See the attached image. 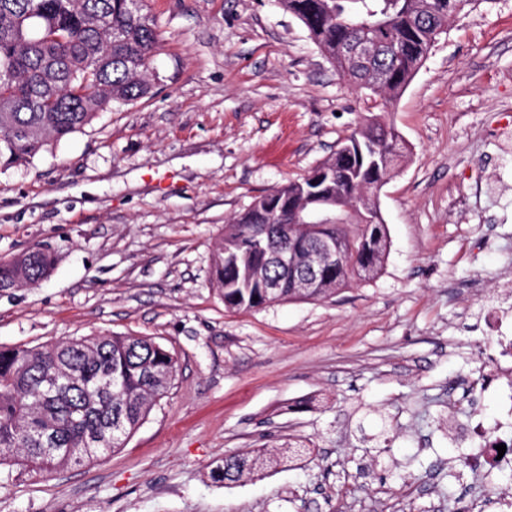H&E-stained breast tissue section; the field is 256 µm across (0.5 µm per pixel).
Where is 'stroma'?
I'll return each mask as SVG.
<instances>
[{
    "label": "stroma",
    "mask_w": 512,
    "mask_h": 512,
    "mask_svg": "<svg viewBox=\"0 0 512 512\" xmlns=\"http://www.w3.org/2000/svg\"><path fill=\"white\" fill-rule=\"evenodd\" d=\"M162 36L145 96L0 170V258L48 278L0 292V346L142 336L177 374L123 448L51 473L0 467V512H456L487 477L455 435L498 413L487 311L512 308V0H471L405 91L357 92L278 0H145ZM408 144L379 193L381 273L323 301L234 312L211 275L228 219L306 176L367 119ZM305 459L245 485L224 456ZM452 487L455 497H442ZM55 264V257L49 250H27L11 259L0 260V289L6 292L10 288L1 286H32L47 278ZM295 455L294 448H253L224 457L210 470L215 483L224 486L244 484L262 478Z\"/></svg>",
    "instance_id": "1"
}]
</instances>
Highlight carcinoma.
Masks as SVG:
<instances>
[{
    "label": "carcinoma",
    "instance_id": "carcinoma-1",
    "mask_svg": "<svg viewBox=\"0 0 512 512\" xmlns=\"http://www.w3.org/2000/svg\"><path fill=\"white\" fill-rule=\"evenodd\" d=\"M470 0H280L307 28L310 38L348 82L359 89L398 97L415 76L448 21ZM352 42L373 49L356 66L337 47ZM161 35L144 8L129 0H0V169L26 166L49 147L91 124L114 104L149 92V70ZM395 127L364 124L307 176L272 190L225 225L216 243L212 277L232 311H252L296 299L290 288L274 295L248 273L269 251L257 234L276 224L268 205L336 207L347 195H368V205L339 210L338 223L321 234L348 235L364 224L358 266L379 273L389 246L376 189L391 177L405 151ZM55 264L49 250H27L0 260L1 286H32ZM355 277L334 270L314 299L335 295ZM65 375L56 387L49 378ZM174 357L139 336H85L50 347L0 348V465L19 456L36 472L59 467L43 452L40 436L73 448L71 463L89 462L123 447L157 400L171 388ZM112 389H100L103 377ZM292 448H253L224 457L210 470L224 486L254 481L293 459Z\"/></svg>",
    "mask_w": 512,
    "mask_h": 512
}]
</instances>
